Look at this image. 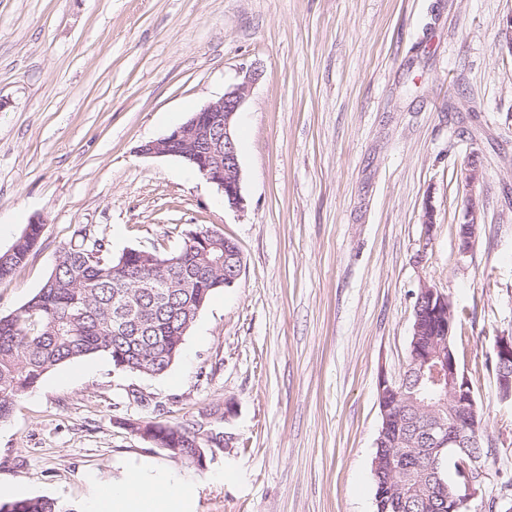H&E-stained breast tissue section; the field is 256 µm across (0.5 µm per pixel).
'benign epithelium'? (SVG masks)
<instances>
[{
	"mask_svg": "<svg viewBox=\"0 0 512 512\" xmlns=\"http://www.w3.org/2000/svg\"><path fill=\"white\" fill-rule=\"evenodd\" d=\"M260 76L257 68L246 69L240 81L226 90L220 99L203 106L164 137L143 144L140 152L182 159L218 187L225 204L242 209L241 167L234 147V127L237 114ZM477 224V211L471 205L466 209L464 223L459 225V255L465 256L472 251ZM414 319L412 335L416 337L425 325L439 332L447 344L454 336L451 301L433 286L425 283L420 286ZM416 344L417 341H412L409 356L410 368L417 375L415 384L386 380L379 384L378 402L383 426L376 447L381 452L388 449L390 441L398 434L394 430L396 418L392 408L399 400H405L423 415L422 426L432 444V452L446 448L456 459L467 457V461L460 465L461 474L453 489L445 497V504L448 512H471L469 504L479 495L483 477L482 456L469 452V449L479 447V442L470 435V430L478 426L473 387L452 348H447L444 353L439 349L418 350ZM494 356L499 398L512 400V335L497 337ZM431 389L448 393V415L442 414L443 401L430 396Z\"/></svg>",
	"mask_w": 512,
	"mask_h": 512,
	"instance_id": "1",
	"label": "benign epithelium"
}]
</instances>
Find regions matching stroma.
<instances>
[{
  "instance_id": "1",
  "label": "stroma",
  "mask_w": 512,
  "mask_h": 512,
  "mask_svg": "<svg viewBox=\"0 0 512 512\" xmlns=\"http://www.w3.org/2000/svg\"><path fill=\"white\" fill-rule=\"evenodd\" d=\"M511 15L512 0H0V251L44 225L0 279V317L77 224L116 254L209 230L243 257L166 374L95 355L16 400L0 424L7 499L81 507L147 467L182 481L177 512H376L378 387L404 371L426 283L453 304L482 417L475 508L512 502V401L490 362L512 334ZM250 67L237 211L181 159L139 148ZM228 406V445L200 474L119 426ZM464 223L459 225L458 251L459 255L469 254L474 246L478 215L475 207L470 204L464 215Z\"/></svg>"
}]
</instances>
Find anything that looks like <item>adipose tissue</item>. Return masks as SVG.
<instances>
[{"instance_id":"adipose-tissue-1","label":"adipose tissue","mask_w":512,"mask_h":512,"mask_svg":"<svg viewBox=\"0 0 512 512\" xmlns=\"http://www.w3.org/2000/svg\"><path fill=\"white\" fill-rule=\"evenodd\" d=\"M183 485L174 478L158 479L142 474L123 483L113 484L103 496L88 503V512H101L103 502H110L112 512H158L159 508L180 502Z\"/></svg>"}]
</instances>
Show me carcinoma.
I'll return each mask as SVG.
<instances>
[{
  "label": "carcinoma",
  "mask_w": 512,
  "mask_h": 512,
  "mask_svg": "<svg viewBox=\"0 0 512 512\" xmlns=\"http://www.w3.org/2000/svg\"><path fill=\"white\" fill-rule=\"evenodd\" d=\"M44 225L29 224L0 252V279L22 264ZM224 240L207 248L183 244L174 253L137 249L115 257L109 244L86 225L74 229L39 291L15 314L0 317V422L17 398L35 390L43 377L66 362L105 355L130 373L160 376L178 358L184 333L224 277ZM403 410L394 454L401 473L396 493L402 512H437L452 487L449 458L430 466L424 432ZM145 432L172 458L195 470L223 451L224 432L210 415L187 424L148 422ZM0 512H78L56 498L32 497L0 503Z\"/></svg>",
  "instance_id": "obj_1"
}]
</instances>
